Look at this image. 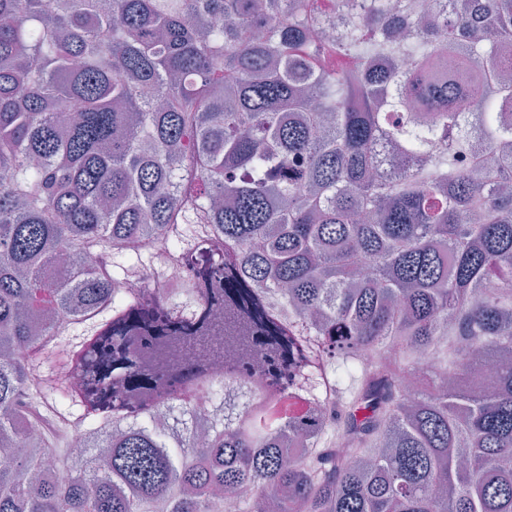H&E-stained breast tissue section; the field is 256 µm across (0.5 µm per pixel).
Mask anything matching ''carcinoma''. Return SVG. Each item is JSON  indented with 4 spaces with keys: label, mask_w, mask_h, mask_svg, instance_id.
Here are the masks:
<instances>
[{
    "label": "carcinoma",
    "mask_w": 512,
    "mask_h": 512,
    "mask_svg": "<svg viewBox=\"0 0 512 512\" xmlns=\"http://www.w3.org/2000/svg\"><path fill=\"white\" fill-rule=\"evenodd\" d=\"M336 6L0 0V512H512V0Z\"/></svg>",
    "instance_id": "1"
}]
</instances>
